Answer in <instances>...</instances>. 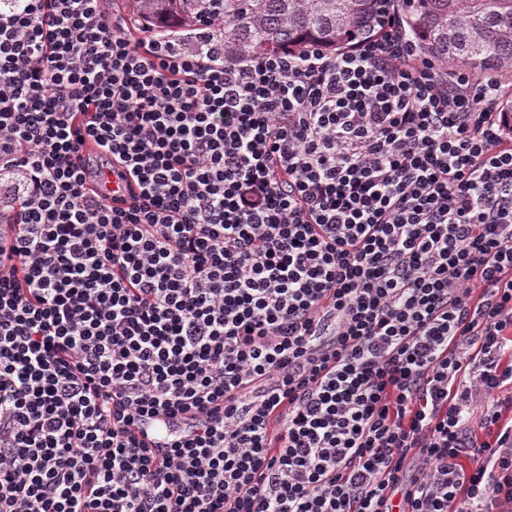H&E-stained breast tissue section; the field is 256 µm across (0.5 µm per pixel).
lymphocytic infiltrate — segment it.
Listing matches in <instances>:
<instances>
[{
	"label": "lymphocytic infiltrate",
	"mask_w": 512,
	"mask_h": 512,
	"mask_svg": "<svg viewBox=\"0 0 512 512\" xmlns=\"http://www.w3.org/2000/svg\"><path fill=\"white\" fill-rule=\"evenodd\" d=\"M105 2L0 8V512H512L500 78Z\"/></svg>",
	"instance_id": "1"
}]
</instances>
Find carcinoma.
Masks as SVG:
<instances>
[{
  "label": "carcinoma",
  "mask_w": 512,
  "mask_h": 512,
  "mask_svg": "<svg viewBox=\"0 0 512 512\" xmlns=\"http://www.w3.org/2000/svg\"><path fill=\"white\" fill-rule=\"evenodd\" d=\"M400 2L422 53L484 75L512 76V0H224V59L299 49L339 50L381 33L384 8ZM137 17L191 30L200 0H133Z\"/></svg>",
  "instance_id": "obj_1"
}]
</instances>
